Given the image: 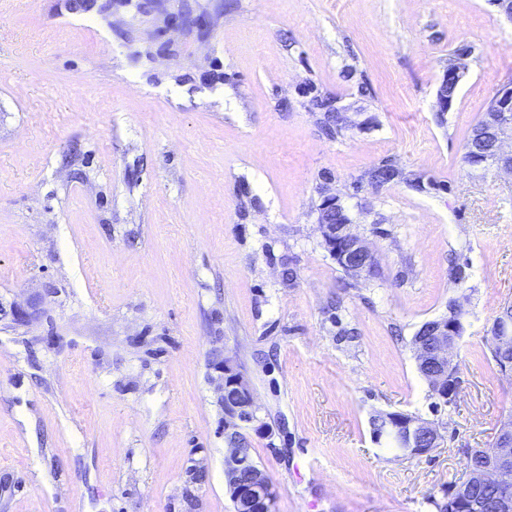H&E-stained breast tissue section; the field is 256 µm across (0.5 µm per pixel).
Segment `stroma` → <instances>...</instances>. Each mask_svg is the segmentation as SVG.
<instances>
[{"label":"stroma","instance_id":"obj_1","mask_svg":"<svg viewBox=\"0 0 512 512\" xmlns=\"http://www.w3.org/2000/svg\"><path fill=\"white\" fill-rule=\"evenodd\" d=\"M510 82L512 20L488 0H0V300L40 298L0 322V512H233L217 349L267 427L244 435L276 512H435L512 413L489 351L512 173L462 161ZM388 156L426 190L365 182ZM327 196L377 276L350 283L324 248ZM452 298L457 406L435 414L411 339ZM379 410L434 419L442 446L382 449ZM313 101L317 112H323L321 127L328 139L337 140L344 137L347 127L340 115L342 106L338 97L318 94Z\"/></svg>","mask_w":512,"mask_h":512}]
</instances>
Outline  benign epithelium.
<instances>
[{
	"instance_id": "7a95c632",
	"label": "benign epithelium",
	"mask_w": 512,
	"mask_h": 512,
	"mask_svg": "<svg viewBox=\"0 0 512 512\" xmlns=\"http://www.w3.org/2000/svg\"><path fill=\"white\" fill-rule=\"evenodd\" d=\"M464 65L459 62L451 74L443 77L437 91L436 105L447 108L448 81L460 83ZM491 126L496 132L493 154L486 159L489 167L512 171V153L502 150L503 143L512 139V99L504 100L497 95ZM338 200L326 196L319 207L318 224L325 248L334 258L357 278L368 276V261L373 253L365 242L351 231L350 224H338L336 213ZM38 313V304L31 300L22 307L16 303L8 306L0 301V319L11 317L15 322H26ZM465 333L462 320L442 322L434 319L426 324L425 336L415 345V359L424 376L437 386H443L448 374L455 370V358L459 343ZM491 339L503 355L512 350V320L500 321V326L491 332ZM212 368L217 373L218 391L224 412L231 421L224 422V479L232 491L234 512H271V487L265 472L251 459L250 449L237 445L241 429L257 420L259 406L253 391L237 361L222 350L212 353ZM400 447L408 456H423L441 447L444 436L433 421L418 415L410 417L404 430L398 435ZM512 473V426L504 420L495 436L493 455L489 465L480 469H469L467 478L459 483L458 498L464 512H480V504L467 495L471 479L492 478L500 487L499 507L501 512H512V484L508 475Z\"/></svg>"
}]
</instances>
